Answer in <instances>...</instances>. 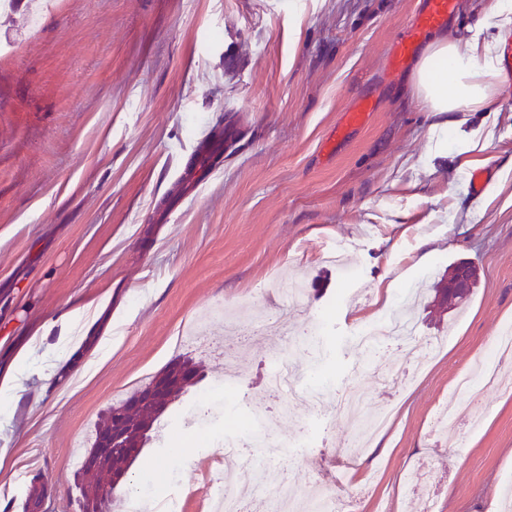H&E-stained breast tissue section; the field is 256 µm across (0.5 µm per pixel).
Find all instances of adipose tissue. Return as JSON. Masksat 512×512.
Here are the masks:
<instances>
[{
	"label": "adipose tissue",
	"instance_id": "1",
	"mask_svg": "<svg viewBox=\"0 0 512 512\" xmlns=\"http://www.w3.org/2000/svg\"><path fill=\"white\" fill-rule=\"evenodd\" d=\"M498 74L490 44L475 38H434L411 77L412 86L429 111H485Z\"/></svg>",
	"mask_w": 512,
	"mask_h": 512
}]
</instances>
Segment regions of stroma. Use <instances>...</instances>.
I'll use <instances>...</instances> for the list:
<instances>
[{
	"instance_id": "1",
	"label": "stroma",
	"mask_w": 512,
	"mask_h": 512,
	"mask_svg": "<svg viewBox=\"0 0 512 512\" xmlns=\"http://www.w3.org/2000/svg\"><path fill=\"white\" fill-rule=\"evenodd\" d=\"M420 0H51L37 21L0 14V512H81L72 449L89 448L113 403L189 356L205 377L173 402L127 476L144 497L198 512L213 454L246 405L286 446L306 404L283 411L265 367L292 339L327 399L367 384L390 428L356 447L337 414L306 456L285 461L304 494L356 492L362 512H492L512 490V361L502 388L461 407L451 387L512 325V87L487 111L439 120L386 50ZM442 33L490 37L494 0H457ZM376 109L327 150L362 96ZM224 152L183 182L203 135ZM491 168L481 197L474 171ZM478 281L460 309L432 307L459 262ZM303 276L300 304L278 288ZM419 375L395 343L359 326L405 304ZM287 319L273 340L265 326ZM237 331L225 338L224 326ZM244 376L224 386V363ZM458 408L454 438L433 426Z\"/></svg>"
}]
</instances>
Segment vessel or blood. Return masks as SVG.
<instances>
[{
  "mask_svg": "<svg viewBox=\"0 0 512 512\" xmlns=\"http://www.w3.org/2000/svg\"><path fill=\"white\" fill-rule=\"evenodd\" d=\"M456 10V0H422L414 17L404 25L391 45L388 63L392 71L400 72L412 66L416 54L432 31L445 27ZM373 110L370 98H360L357 105L345 113L336 128L337 137H344L347 130L361 126Z\"/></svg>",
  "mask_w": 512,
  "mask_h": 512,
  "instance_id": "b4317fda",
  "label": "vessel or blood"
}]
</instances>
